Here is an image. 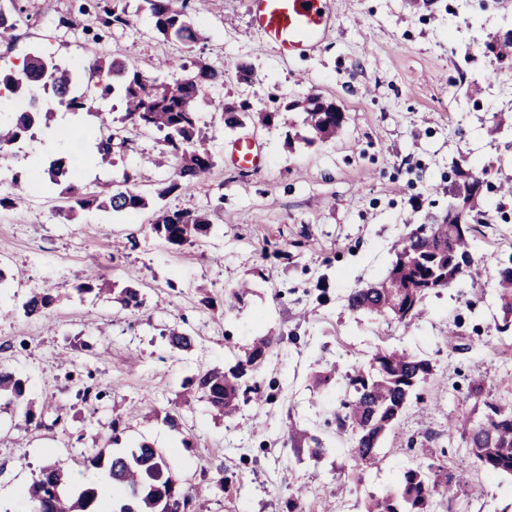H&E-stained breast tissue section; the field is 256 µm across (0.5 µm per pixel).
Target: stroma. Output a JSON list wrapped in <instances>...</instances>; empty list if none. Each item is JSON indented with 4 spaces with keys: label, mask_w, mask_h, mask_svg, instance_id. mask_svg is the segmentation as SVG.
<instances>
[{
    "label": "stroma",
    "mask_w": 512,
    "mask_h": 512,
    "mask_svg": "<svg viewBox=\"0 0 512 512\" xmlns=\"http://www.w3.org/2000/svg\"><path fill=\"white\" fill-rule=\"evenodd\" d=\"M43 3L20 0L17 38L0 46L6 62L40 50L76 69L92 54L122 55L148 72L182 54L158 36L143 0H122L131 23L112 31L99 28L91 0H53L49 12ZM331 11L320 46L284 60L251 28L248 0H192L203 36L197 56L229 72L200 112L217 164L196 190L164 204L212 213L200 245L171 249L151 231L150 207L65 218V195L44 179L48 159L67 148L54 135L65 126L79 145L75 185L90 191L126 170L137 175L135 191L154 197L174 174L170 163L138 167L160 150L156 136H133L107 169L96 160L98 121L58 111L0 164L1 196L14 193V173L30 185L17 209H0V371L26 377V399L43 410L36 427L0 410V512H30L23 490L48 464L77 484L101 480L102 470L85 460L107 446L115 420L119 447L146 442L172 452L173 476L192 494L190 512H287L299 487L315 510L362 512L408 467L432 463L449 480L433 512H512V476L476 469L463 434L487 401L512 397V333L499 332L497 304L501 262L512 255V198L479 199L471 241L478 276L429 293L415 321L346 306L352 289L387 273L399 238L441 221L453 162L485 171L492 185L512 183V67L485 48L512 30V0H331ZM62 17L69 26H59ZM241 63L253 70L250 83L230 74ZM309 90L339 106L343 125L335 139L286 147V133L302 131V116L281 105ZM233 98L278 116L269 126L228 129L221 106ZM244 135L264 158L252 173L229 159ZM94 273L140 289L146 307L133 313L116 295L78 293ZM244 279L251 293L226 310L225 289ZM46 283L56 287L49 318L24 316L22 303ZM173 328L197 336L194 350L170 351L163 333ZM266 333L280 339L255 375L269 401L224 418L202 399L178 406L183 381L199 367L233 366L238 349ZM393 347L429 359L446 378L425 389L440 408L423 419L409 405L381 443V462L355 481L345 469L344 435L323 424L338 407L339 386L316 384L314 375L367 364L376 349ZM87 386L93 396L78 398ZM173 410L174 427L163 419ZM313 436L325 448L316 462L307 454ZM220 470L243 479L241 497L215 485Z\"/></svg>",
    "instance_id": "35a3bbf8"
}]
</instances>
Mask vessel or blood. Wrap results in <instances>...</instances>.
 I'll use <instances>...</instances> for the list:
<instances>
[{"label":"vessel or blood","instance_id":"1","mask_svg":"<svg viewBox=\"0 0 512 512\" xmlns=\"http://www.w3.org/2000/svg\"><path fill=\"white\" fill-rule=\"evenodd\" d=\"M249 18L263 41L273 45L280 58L288 59L318 47L331 14L329 0H249ZM231 156L233 163L245 170L262 165L261 154L248 136L234 143Z\"/></svg>","mask_w":512,"mask_h":512}]
</instances>
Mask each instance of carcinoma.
Listing matches in <instances>:
<instances>
[{
	"instance_id": "obj_1",
	"label": "carcinoma",
	"mask_w": 512,
	"mask_h": 512,
	"mask_svg": "<svg viewBox=\"0 0 512 512\" xmlns=\"http://www.w3.org/2000/svg\"><path fill=\"white\" fill-rule=\"evenodd\" d=\"M153 18L154 29L165 40L181 46L188 56L195 54L200 35L194 27L190 0H143ZM99 26L105 30L122 29L130 24L126 8L119 0H96L94 5ZM22 10L16 0L0 3V44L14 41ZM497 60L512 65V33L487 43ZM188 76L161 81L122 57L107 60L95 55L83 70L58 65L53 57L42 53L27 55L21 67H0V91L4 98L23 99L28 109H18L5 128L0 129V160L18 155L27 140L36 138L41 124L47 123L57 108L78 113L91 110L100 101L118 95L124 102L121 127L112 129L113 121L106 113L95 116L110 133L97 143L98 162L112 164L115 150L124 149L131 131H156L163 135L162 153L176 160L173 179L159 190L163 199L175 192H190L198 187L216 165L205 147L206 136L199 125L198 112L209 89L224 83V71L200 61H193ZM288 110L304 114L306 134L287 135V144L299 139L306 144L325 142L341 129L343 112L336 103L309 92L286 105ZM251 103L246 99L224 102L221 109L224 125L229 129L244 124L250 117ZM459 180L450 191L448 213L439 224L423 226L407 233L394 247L395 260L388 274L364 288H354L347 296V308L367 312L401 323L421 315L424 297L432 290L446 288L469 272L474 259L469 251L474 225L481 220L474 214L481 197L477 184L482 175L463 171L456 164ZM49 182L63 186L69 205L65 216L76 210L96 206L116 213L135 211L146 206L145 198L129 188L131 176L123 172L120 181L96 185L84 192L70 182V164L65 156L49 161ZM213 224L205 211L170 210L160 207L151 230L176 249L194 246L207 236ZM110 292L112 285L97 274L80 283L77 292L88 294ZM122 305L138 311L145 301L139 289L124 287L120 291ZM55 302L53 289L33 291L22 303L26 316L46 314ZM502 326L512 330V269L499 272V295ZM167 342L173 352H190L195 338L172 330ZM278 340L261 336L241 349L235 365L224 369L201 367L185 380V390L205 399L219 416L235 412L239 402L260 405L268 400L261 386L249 382V374L262 367L274 351ZM437 378L430 360L398 349H378L369 365L357 367L344 377L342 398L336 411L340 432L348 435L345 453L348 466L360 472L378 460L383 437L398 422L411 402H425L422 389ZM26 380L13 373L0 372V402L18 409L26 423L35 419L31 405L25 402ZM484 419L469 428L468 446L476 468L487 473L512 476V400L487 401ZM93 468L106 467L103 482L81 486L67 493L66 472L56 466L46 467L25 489L33 512H187L191 494L176 485L165 453L148 443L125 452L99 451L87 459ZM434 466L408 468L399 486L383 497L370 496L364 512H427L426 506L437 496L448 493V483L433 475ZM214 482L228 494H240L243 481L217 472Z\"/></svg>"
}]
</instances>
